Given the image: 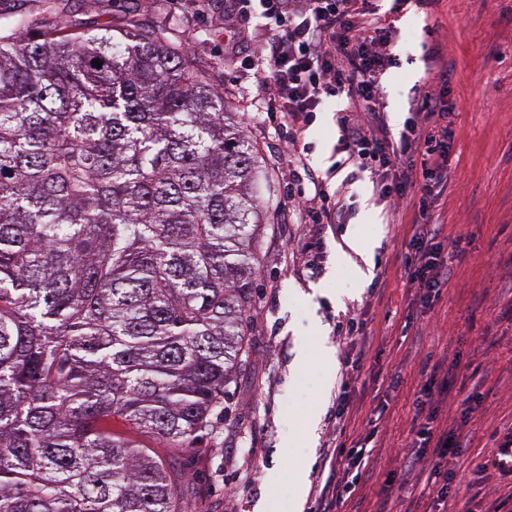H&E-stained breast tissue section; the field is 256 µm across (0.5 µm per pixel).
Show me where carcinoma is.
Listing matches in <instances>:
<instances>
[{
    "instance_id": "1",
    "label": "carcinoma",
    "mask_w": 512,
    "mask_h": 512,
    "mask_svg": "<svg viewBox=\"0 0 512 512\" xmlns=\"http://www.w3.org/2000/svg\"><path fill=\"white\" fill-rule=\"evenodd\" d=\"M234 116L161 29L0 13V512H191L132 434L195 447L246 354Z\"/></svg>"
}]
</instances>
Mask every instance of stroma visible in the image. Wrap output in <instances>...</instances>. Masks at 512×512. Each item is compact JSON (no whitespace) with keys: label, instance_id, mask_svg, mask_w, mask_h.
Here are the masks:
<instances>
[{"label":"stroma","instance_id":"obj_1","mask_svg":"<svg viewBox=\"0 0 512 512\" xmlns=\"http://www.w3.org/2000/svg\"><path fill=\"white\" fill-rule=\"evenodd\" d=\"M18 9L44 23L69 8L87 27L120 29L127 18L141 27H163L224 88L248 139L264 161L263 208L274 215L257 245L259 275L246 313L247 355L224 396V418L194 451L160 448L187 478L194 512H308L321 453L332 437L338 394L352 403L348 440L375 420L370 464L338 512H424L427 500L416 475L403 474L398 455L410 439L413 402L425 382L426 357L448 366V396L433 404L440 427H462L466 448L452 468L461 488H449L443 512H512V476L494 466L490 435L512 427V321L501 318L502 288L512 281V0H381L399 28L395 63L384 79V106L402 124L416 88L428 82L433 63L425 46L441 43L448 81L439 86L452 113L448 140V192L442 199L440 239L453 276L431 305H422L404 271L412 206L391 210L373 192L370 176L350 186L351 208L339 223L316 229L288 200L309 188L310 174L340 186L336 112L326 99L301 141L303 163L289 162L279 121L260 81L251 47L264 38L259 18L240 21L249 48L224 56V0H17ZM372 251L373 273H386V288L361 281L341 259L348 235ZM363 312L371 346L343 345L338 321ZM330 361H323V352ZM360 358L358 378L341 390L345 357ZM399 386H392V377ZM475 395L476 409L462 418L457 393ZM317 416L315 431L305 420Z\"/></svg>","mask_w":512,"mask_h":512}]
</instances>
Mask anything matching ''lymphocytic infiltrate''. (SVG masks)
I'll return each instance as SVG.
<instances>
[{
    "label": "lymphocytic infiltrate",
    "mask_w": 512,
    "mask_h": 512,
    "mask_svg": "<svg viewBox=\"0 0 512 512\" xmlns=\"http://www.w3.org/2000/svg\"><path fill=\"white\" fill-rule=\"evenodd\" d=\"M224 14L263 19L269 51L262 83L289 144H299L311 114L325 99L345 100L337 124L346 159L358 172H370L379 198L395 206L417 200L422 221L412 227L404 268L423 299L438 296L452 276L437 244L444 227L434 217L448 186L450 114L431 88L423 87L400 131H392L380 101L382 77L392 66L395 26L380 14L375 0H224ZM313 186L314 197L295 199V207L314 223H334L346 205L344 197H332L321 180ZM422 369L427 373L423 396L415 402L411 439L401 454V468L408 473L426 453L446 462L465 445L460 435L436 432L426 405L439 368L426 363ZM346 417L344 403H337V436L322 452L330 474L315 496L313 512H334L365 474L371 439L347 446Z\"/></svg>",
    "instance_id": "1"
}]
</instances>
